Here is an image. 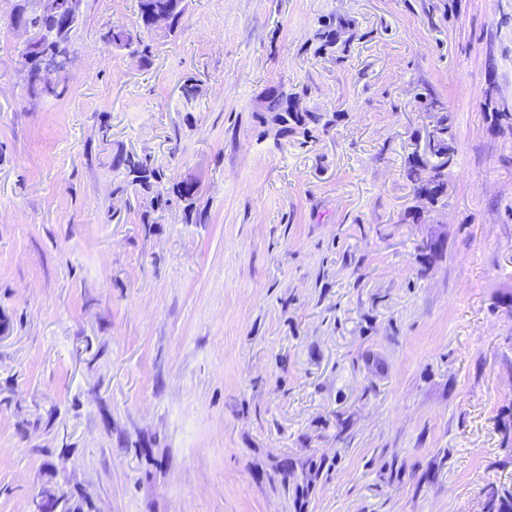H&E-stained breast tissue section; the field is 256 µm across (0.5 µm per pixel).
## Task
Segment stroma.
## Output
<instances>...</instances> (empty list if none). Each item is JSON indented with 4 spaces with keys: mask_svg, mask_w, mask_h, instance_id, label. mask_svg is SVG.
Listing matches in <instances>:
<instances>
[{
    "mask_svg": "<svg viewBox=\"0 0 512 512\" xmlns=\"http://www.w3.org/2000/svg\"><path fill=\"white\" fill-rule=\"evenodd\" d=\"M0 0V512H485L512 491V0ZM197 89L185 99L184 85ZM295 95L312 142L259 123ZM443 204L403 176L437 113ZM194 182L128 202L117 153ZM40 9L54 15H62L69 21H77L82 13L83 0H40ZM162 1L163 0H137L139 18L138 28L129 29L125 27H117V29H125L130 33L128 40H126L124 43H117V40L113 37L108 38L107 40L111 42L113 45L132 49V52L139 55L141 59H146L147 53H149V51L148 46L144 45L143 34L145 32L148 34H152L153 30L157 36H167L176 23V11L181 5L185 4L186 2L185 0H172L178 1L179 5H169L167 3L166 5L156 8L151 12L152 4L159 3ZM34 31L33 37L28 41L27 48L35 52L37 70H54L62 67L67 70L70 56L63 50V32L45 30Z\"/></svg>",
    "mask_w": 512,
    "mask_h": 512,
    "instance_id": "stroma-1",
    "label": "stroma"
}]
</instances>
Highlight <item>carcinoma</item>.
Returning a JSON list of instances; mask_svg holds the SVG:
<instances>
[{
	"mask_svg": "<svg viewBox=\"0 0 512 512\" xmlns=\"http://www.w3.org/2000/svg\"><path fill=\"white\" fill-rule=\"evenodd\" d=\"M161 0H137L139 25L136 29L129 30L128 40L122 46L132 50L140 58H147L148 46L144 45L143 34L152 33L149 16L152 4ZM10 20L14 24L39 26L46 19L27 7V0H17ZM63 75L58 71L48 74L43 82L31 84L32 90L43 94H57L58 85ZM265 111L271 114V118L280 121L285 130L292 132L302 130V135L308 140H314L311 126H318L322 116L313 112H299L296 110L294 99L277 93L267 98ZM113 167L122 170L124 185L119 187L122 192H132L134 199H139L142 192L151 193V207L161 208L169 205L176 198L186 202L185 209L193 210V198L195 187L189 181L171 183L162 169L157 167L147 157H139L134 153H121L112 161ZM403 176L411 183L418 196L426 199L431 204H437L443 200L448 189V171L438 164L428 165L424 162L410 160L404 167ZM487 512H512V491L504 494L494 492L489 497Z\"/></svg>",
	"mask_w": 512,
	"mask_h": 512,
	"instance_id": "1",
	"label": "carcinoma"
}]
</instances>
